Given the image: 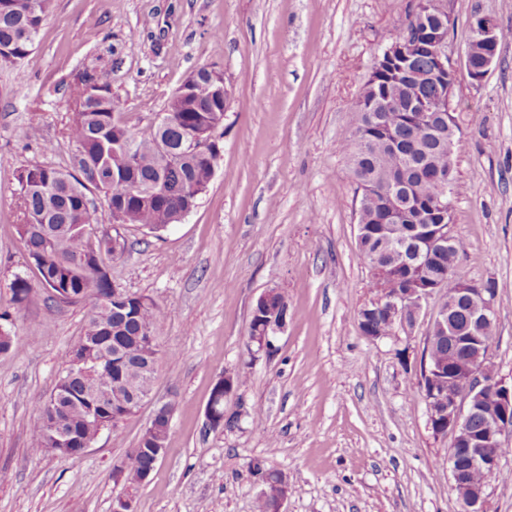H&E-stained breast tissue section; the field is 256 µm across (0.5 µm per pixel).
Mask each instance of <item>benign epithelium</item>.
I'll return each mask as SVG.
<instances>
[{
	"instance_id": "obj_1",
	"label": "benign epithelium",
	"mask_w": 512,
	"mask_h": 512,
	"mask_svg": "<svg viewBox=\"0 0 512 512\" xmlns=\"http://www.w3.org/2000/svg\"><path fill=\"white\" fill-rule=\"evenodd\" d=\"M450 20L443 0H415L410 12L409 23L402 28V37L391 41L378 57L373 74L385 71L390 62L397 59L410 65L415 47L421 45L420 29L427 28L426 41L432 43L434 55L431 69L420 75L434 88L435 97L430 105L418 106L417 120L420 127L428 128L435 120L434 111H450V97L456 82V70L448 58V29ZM475 42L481 47L482 63L478 67L464 61L471 79L481 81L487 74L498 52L500 41L498 29L490 17H479L473 24ZM210 84L217 106L226 105L224 76L213 68ZM216 143L213 131L191 132L181 143V151L194 153L205 150ZM373 275L378 281V296L365 309H385L392 320L394 334L396 328H408L417 320L422 303L441 288L436 283L428 288H418L410 298L390 293L388 282L390 269L379 264L374 265ZM460 294L468 301L466 310L467 324L481 325L496 320L492 291L484 285L466 282ZM287 325V316L268 317L260 331L248 337L247 349L251 359L269 355L275 349L278 334ZM457 345L471 356L464 362H458L454 353H448V365H457L455 375L448 383L440 382V370L436 367L424 369L430 378V390L425 401L429 424L437 436H451L452 452L448 457L452 488L464 505V512H487L484 487L474 485L468 480L474 470L494 471L499 468L501 448L505 436L512 435V382L500 377L491 367L487 347L479 336H457ZM156 378L155 366L143 373L139 388L133 393L132 402L138 403L147 398L152 391ZM233 373L224 372L215 382L214 396L227 401L233 394ZM263 489L261 498L267 503L268 512H284V503L288 496V482L285 476L274 480L266 476L261 480Z\"/></svg>"
}]
</instances>
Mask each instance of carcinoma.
<instances>
[{
  "label": "carcinoma",
  "instance_id": "cac0c4a2",
  "mask_svg": "<svg viewBox=\"0 0 512 512\" xmlns=\"http://www.w3.org/2000/svg\"><path fill=\"white\" fill-rule=\"evenodd\" d=\"M48 6L49 0H0L1 63L33 59L34 41ZM430 96L428 87L396 65L366 94L365 107L352 113L343 135L349 162L358 164L360 174L375 182L394 171L402 185L396 198L377 192L364 202L367 226L378 223L398 200L410 205L421 198L430 202L443 192L435 174L453 162L450 145L457 140V126L444 124L423 130L408 115L412 106ZM74 98L76 110L68 128L75 145L70 169L32 164L16 172V180L25 178L29 184L27 190L20 191L18 235L39 283L50 292L54 306L91 303L81 336L86 347L69 361L53 391L60 397L59 407L52 412L44 402L37 405L33 431L37 452L56 447L51 429L54 421L79 439L95 438L105 425L113 430L118 427L110 415H90L87 400L101 388L117 400L126 395L143 367L142 342L155 334L166 317L162 307L142 295L112 300L111 274L105 263L112 247L99 231L95 193L103 194L109 206L126 203L129 223L153 233L179 222L188 198L207 188L215 167L206 155L180 153L181 140L187 131L210 127L224 116L212 111L211 87L203 68L190 92L172 105L168 123L154 126L147 137L136 136L123 121L119 102L107 85H90L87 78H81ZM129 149L136 156L133 168L128 166ZM131 181L142 187L138 198L129 196ZM422 224L414 212L402 216L385 243L389 255H395L401 242ZM464 251L463 239L454 238L447 251L431 259L425 270L398 269L397 286L424 288L428 278L436 277L443 282V297L457 295L455 268ZM362 326L371 335L390 329L391 323L381 312L364 316ZM116 349L124 353L123 368L95 372L97 361L112 356ZM152 463L147 449L127 454L117 466L124 487L137 489L142 473Z\"/></svg>",
  "mask_w": 512,
  "mask_h": 512
}]
</instances>
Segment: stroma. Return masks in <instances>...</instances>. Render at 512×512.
<instances>
[{
	"instance_id": "stroma-1",
	"label": "stroma",
	"mask_w": 512,
	"mask_h": 512,
	"mask_svg": "<svg viewBox=\"0 0 512 512\" xmlns=\"http://www.w3.org/2000/svg\"><path fill=\"white\" fill-rule=\"evenodd\" d=\"M414 0H51L36 65L0 63V312L17 338L0 354V512H112L116 463L154 410L171 404L167 452L134 512H256L250 463L284 472L286 512H463L448 479L451 439L434 435L419 388L438 297L417 322L376 342L359 310L377 290L360 256L361 193L342 133L377 57ZM457 125L451 231L459 278L497 286L490 361L512 379V39L482 81L462 57L477 17L512 31V0H445ZM228 92L214 175L196 207L156 233L123 226L112 283L168 313L156 331L150 396L85 452L31 450L36 403L53 392L89 306H49L19 240L16 170L66 168L71 87L108 84L126 124L147 135L191 72ZM33 288L13 301L11 285ZM268 288L290 317L275 351L250 360L251 311ZM247 378L227 402L237 429L206 405L225 370Z\"/></svg>"
}]
</instances>
